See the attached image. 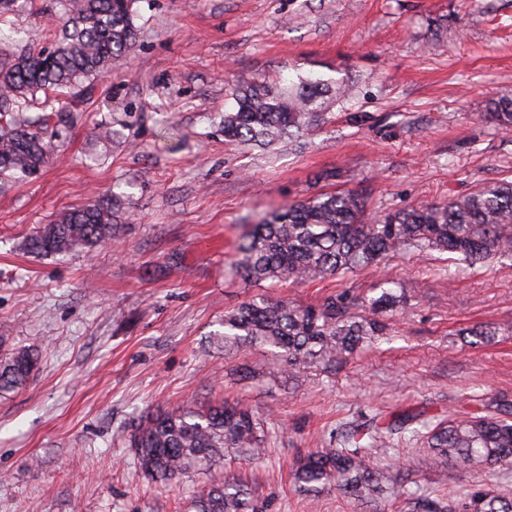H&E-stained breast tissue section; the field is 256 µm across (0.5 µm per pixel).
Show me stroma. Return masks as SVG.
Listing matches in <instances>:
<instances>
[{
	"label": "stroma",
	"instance_id": "obj_1",
	"mask_svg": "<svg viewBox=\"0 0 512 512\" xmlns=\"http://www.w3.org/2000/svg\"><path fill=\"white\" fill-rule=\"evenodd\" d=\"M137 39L111 73L70 91L78 118L49 121L58 145L38 174L0 192V336L38 356L29 382L0 398V512H188L229 475L265 512H383L325 492L310 508L291 480L297 457L336 445L358 415L456 413L512 402V265L461 270L435 253L391 259L352 281L247 283L231 271L246 225L339 187L369 214L444 202L512 178V132L486 122L512 95V0H135ZM59 0H18L9 25L43 43ZM314 70L356 94L333 120L277 156L225 144L229 88ZM118 132L100 137L101 127ZM116 198L118 246L39 257L33 231L59 213ZM389 278L408 291L372 348L286 378L254 347L225 354L226 311L252 298L300 303ZM497 324L480 347L462 329ZM238 399L267 421L266 453L223 460L170 484L144 475L128 439L157 411ZM424 450L375 452L386 487L453 495L512 474L422 468Z\"/></svg>",
	"mask_w": 512,
	"mask_h": 512
}]
</instances>
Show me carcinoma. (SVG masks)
<instances>
[{"instance_id":"obj_1","label":"carcinoma","mask_w":512,"mask_h":512,"mask_svg":"<svg viewBox=\"0 0 512 512\" xmlns=\"http://www.w3.org/2000/svg\"><path fill=\"white\" fill-rule=\"evenodd\" d=\"M133 0H66V12L54 42L35 48L32 39L14 53L0 56V178L31 176L44 168L57 145L15 116L38 91L54 94L45 107L61 104L69 121L76 116L61 96L82 80L112 69L136 38ZM353 87L316 72L298 73L284 84L254 82L238 86L233 105L224 112L227 144L271 147L290 142L328 123V101L346 104ZM485 118L512 129V97L488 103ZM366 197L353 190H333L295 201L248 225L235 246L233 271L248 281L314 282L330 276L348 279L377 268L395 256L448 254V262L470 268L495 259H512V180L486 183L446 202L385 212L365 222ZM118 225L109 203L95 200L59 216L27 240L30 252L65 255L109 245ZM406 299V288L392 280L367 293L349 286L317 304H300L265 296L224 313V350L263 347L293 374L305 367H325L369 348L385 334V317ZM501 326L464 330L470 344L481 346ZM37 358L14 348L0 356V396L23 387ZM266 420L239 400H223L205 410L184 407L146 416L131 435L130 447L141 470L154 481H171L209 468L228 455L259 458L266 451ZM411 434L422 441V466L437 469L454 460L475 469L512 472V403L490 400L462 417L443 419L404 410L363 416L348 425L340 448H317L293 470L296 491L314 501L332 488L354 500L384 494L368 450L386 448L394 438ZM407 512H512V489L474 485L443 501L412 491L397 494ZM194 512H262L247 479L236 475L191 501Z\"/></svg>"}]
</instances>
